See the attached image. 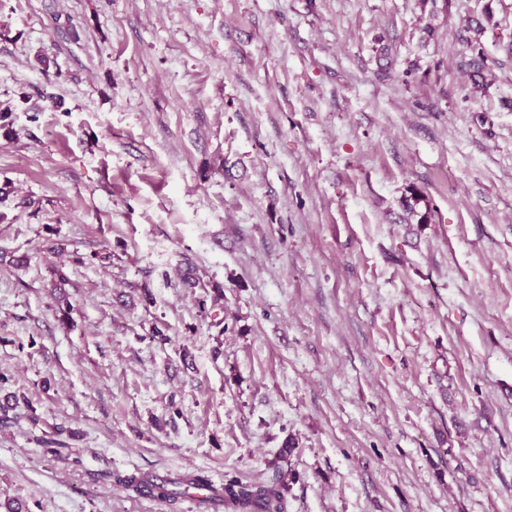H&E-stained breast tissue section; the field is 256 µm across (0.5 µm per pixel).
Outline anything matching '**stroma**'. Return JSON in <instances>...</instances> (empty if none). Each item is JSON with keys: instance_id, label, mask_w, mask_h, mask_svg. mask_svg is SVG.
Segmentation results:
<instances>
[{"instance_id": "obj_1", "label": "stroma", "mask_w": 512, "mask_h": 512, "mask_svg": "<svg viewBox=\"0 0 512 512\" xmlns=\"http://www.w3.org/2000/svg\"><path fill=\"white\" fill-rule=\"evenodd\" d=\"M511 42L512 0H0V512L283 463L286 512H512ZM115 479L138 496L149 492L158 500L167 502L169 505L175 504L190 489H210L212 485L208 476L202 471L186 472L177 477L135 471L118 475Z\"/></svg>"}]
</instances>
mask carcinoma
Masks as SVG:
<instances>
[{
	"label": "carcinoma",
	"mask_w": 512,
	"mask_h": 512,
	"mask_svg": "<svg viewBox=\"0 0 512 512\" xmlns=\"http://www.w3.org/2000/svg\"><path fill=\"white\" fill-rule=\"evenodd\" d=\"M116 481L140 496L151 493L170 505L191 489L211 488V482L202 471H192L176 477L159 476L135 471L119 475ZM288 492V472H281L272 484L247 483L234 476L224 479L220 502L227 512H285Z\"/></svg>",
	"instance_id": "cac0c4a2"
}]
</instances>
